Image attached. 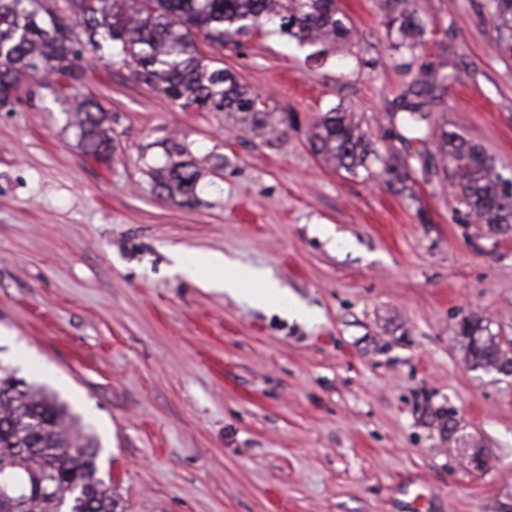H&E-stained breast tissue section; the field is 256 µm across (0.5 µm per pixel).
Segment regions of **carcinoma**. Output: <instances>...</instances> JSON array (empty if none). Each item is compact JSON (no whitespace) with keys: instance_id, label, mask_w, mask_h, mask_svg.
<instances>
[{"instance_id":"carcinoma-1","label":"carcinoma","mask_w":512,"mask_h":512,"mask_svg":"<svg viewBox=\"0 0 512 512\" xmlns=\"http://www.w3.org/2000/svg\"><path fill=\"white\" fill-rule=\"evenodd\" d=\"M497 50L512 54V0H488ZM397 49L421 48L426 26L415 0H382ZM265 32L287 42L315 48L323 56L352 40L337 0H72L71 13L60 15L42 0H0V107L12 102L27 79L50 76L49 87L69 104L82 152L100 161L112 156L111 120L92 98L70 93L82 81L86 48L120 57L134 66L137 79L157 88L182 109L239 115L245 128L268 126L270 112L260 95L228 69L206 62L196 38L224 45ZM456 73L428 66L396 102L402 127L418 140L426 116L407 95L420 96L444 87ZM314 152L349 174L375 176L380 165L392 187L409 180V159L383 157L354 113L336 107L324 113L310 136ZM445 155L458 201L490 229L512 228V180L497 171L495 160L479 144L454 132L442 133ZM153 189L172 201L196 199L200 172L189 144L170 139L166 161L149 168ZM467 362L473 370L499 371L512 363L502 341L479 319L459 327ZM76 418L44 389L26 383L0 365V512H117L112 475L102 476L99 448L72 431Z\"/></svg>"}]
</instances>
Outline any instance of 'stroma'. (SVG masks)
Masks as SVG:
<instances>
[{
	"label": "stroma",
	"mask_w": 512,
	"mask_h": 512,
	"mask_svg": "<svg viewBox=\"0 0 512 512\" xmlns=\"http://www.w3.org/2000/svg\"><path fill=\"white\" fill-rule=\"evenodd\" d=\"M379 3L338 0L354 39L323 57L198 40L267 99L264 137L89 50L77 90L111 119L110 161L40 79L0 110V360L94 436L126 512H512V374L471 370L458 336L476 316L512 341V231L459 204L440 149L454 132L512 179V59L486 0H417L412 55ZM450 61L425 137L402 140L394 100ZM338 105L429 171L397 193L326 164L308 136ZM174 136L203 173L189 205L148 175ZM178 251L263 271L309 319L184 279Z\"/></svg>",
	"instance_id": "obj_1"
}]
</instances>
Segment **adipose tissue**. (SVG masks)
Returning <instances> with one entry per match:
<instances>
[{"label": "adipose tissue", "mask_w": 512, "mask_h": 512, "mask_svg": "<svg viewBox=\"0 0 512 512\" xmlns=\"http://www.w3.org/2000/svg\"><path fill=\"white\" fill-rule=\"evenodd\" d=\"M231 262L228 258L215 254L199 260H185L181 263L183 275L190 281L203 284L211 288H221L230 294L258 304L267 303L269 297H281V289L262 273L252 270L248 277L252 282L251 287H243L238 274L229 270ZM224 267L228 273L223 278L217 279L212 275L213 269Z\"/></svg>", "instance_id": "adipose-tissue-1"}]
</instances>
